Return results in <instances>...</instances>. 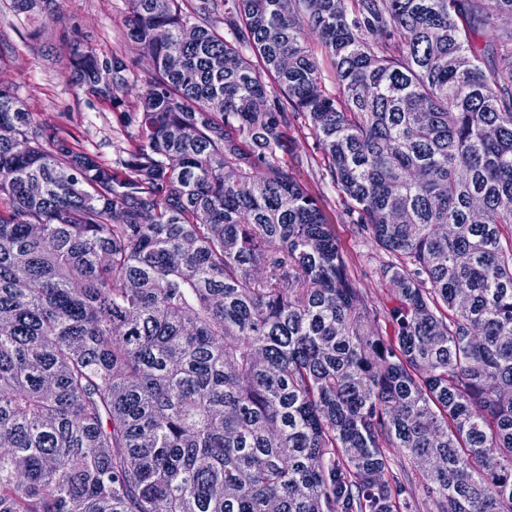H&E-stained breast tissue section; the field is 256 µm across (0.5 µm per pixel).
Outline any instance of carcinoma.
I'll return each instance as SVG.
<instances>
[{"instance_id":"1","label":"carcinoma","mask_w":512,"mask_h":512,"mask_svg":"<svg viewBox=\"0 0 512 512\" xmlns=\"http://www.w3.org/2000/svg\"><path fill=\"white\" fill-rule=\"evenodd\" d=\"M183 2L130 0L133 111L126 55L70 47L112 164L0 82V512H413L418 474L512 512V0ZM297 113L391 306L288 173Z\"/></svg>"}]
</instances>
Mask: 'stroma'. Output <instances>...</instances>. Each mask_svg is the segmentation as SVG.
<instances>
[{
  "mask_svg": "<svg viewBox=\"0 0 512 512\" xmlns=\"http://www.w3.org/2000/svg\"><path fill=\"white\" fill-rule=\"evenodd\" d=\"M129 12V0H63L57 14L49 17L16 13L10 0H0V59L9 65L6 81L38 123L70 130L81 147L108 163L118 157L125 130L109 103L87 98L69 82L68 46L80 42L104 60L115 52L126 53L131 69L126 102L135 104L145 91L147 61L126 40ZM289 148L299 158L289 173L319 200L338 243L352 260L357 288L375 304L389 301L391 287L379 273L389 255L367 238L341 193L325 178L321 151L304 120L295 121Z\"/></svg>",
  "mask_w": 512,
  "mask_h": 512,
  "instance_id": "35a3bbf8",
  "label": "stroma"
}]
</instances>
